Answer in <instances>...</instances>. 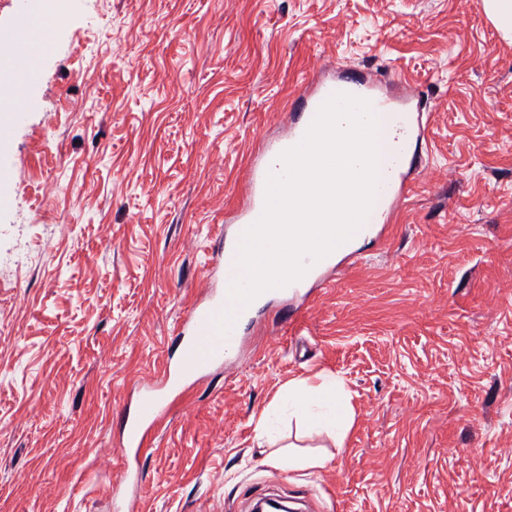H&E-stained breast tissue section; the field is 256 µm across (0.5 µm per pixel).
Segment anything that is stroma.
Segmentation results:
<instances>
[{
    "instance_id": "stroma-1",
    "label": "stroma",
    "mask_w": 512,
    "mask_h": 512,
    "mask_svg": "<svg viewBox=\"0 0 512 512\" xmlns=\"http://www.w3.org/2000/svg\"><path fill=\"white\" fill-rule=\"evenodd\" d=\"M0 148V512H512V41L481 0H66ZM416 88L428 169L390 226L234 367L177 399L128 471L249 160L318 71ZM331 374L343 443L287 414ZM322 457L290 469L288 445Z\"/></svg>"
}]
</instances>
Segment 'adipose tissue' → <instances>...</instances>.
I'll use <instances>...</instances> for the list:
<instances>
[{
	"mask_svg": "<svg viewBox=\"0 0 512 512\" xmlns=\"http://www.w3.org/2000/svg\"><path fill=\"white\" fill-rule=\"evenodd\" d=\"M289 416L301 420L309 430L326 432L343 440L352 423V409L340 382L332 376H322L320 383L309 379L289 381L283 396Z\"/></svg>",
	"mask_w": 512,
	"mask_h": 512,
	"instance_id": "1",
	"label": "adipose tissue"
}]
</instances>
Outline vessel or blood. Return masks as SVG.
<instances>
[{"label":"vessel or blood","instance_id":"b4317fda","mask_svg":"<svg viewBox=\"0 0 512 512\" xmlns=\"http://www.w3.org/2000/svg\"><path fill=\"white\" fill-rule=\"evenodd\" d=\"M338 92L369 100L375 114L387 117L396 132L385 173L377 183V194L383 202L380 224H389L405 203L410 183L421 176L427 165L420 151L424 130L419 103L411 97L396 99L383 95L358 76L311 78L297 98L293 112L288 115L290 128L287 135L267 146L250 162L249 200L232 220L229 243L218 244L213 254V271L224 283H231L237 275L235 259L240 238L263 212L267 177L270 172L281 169L279 155L303 139L321 105ZM335 265V255H327L311 264L300 281L275 289L274 294L286 300H309L314 289L324 284L325 272ZM229 311L235 314L234 323L226 335H219L216 321ZM253 311L250 305L231 308L225 294L210 297L188 310L176 337L180 347L177 361L164 368L159 383L143 385L137 392L133 417L124 431L131 460H138L147 446L151 430L170 411L175 395L210 374L215 367H229L235 363L244 342L242 326Z\"/></svg>","mask_w":512,"mask_h":512}]
</instances>
